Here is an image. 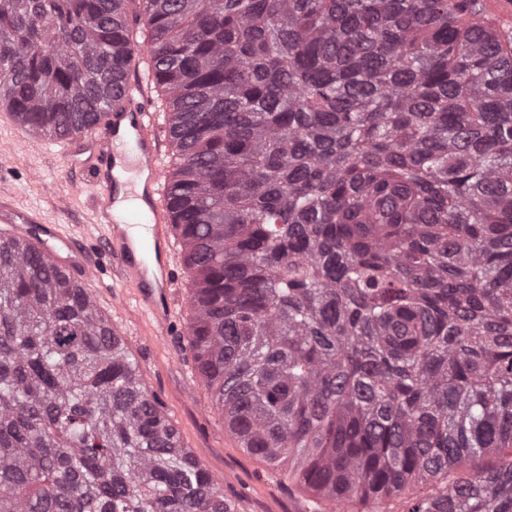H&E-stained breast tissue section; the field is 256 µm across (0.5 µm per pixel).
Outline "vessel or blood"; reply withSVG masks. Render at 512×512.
I'll return each instance as SVG.
<instances>
[{
    "label": "vessel or blood",
    "instance_id": "b4317fda",
    "mask_svg": "<svg viewBox=\"0 0 512 512\" xmlns=\"http://www.w3.org/2000/svg\"><path fill=\"white\" fill-rule=\"evenodd\" d=\"M145 82L141 75L119 83L122 110L110 113L99 127L70 137L65 149L71 164L90 173L88 190L98 207L93 225L83 237L102 246L104 261L88 263L85 250L77 247L74 237L46 223L41 211L17 204L14 194L7 191L0 193V223L11 225L14 236L48 253L66 275L99 284L107 264H114L121 278L136 290L137 314L168 328L172 325L168 300L177 285V272L170 260L174 210L161 187L165 179L162 139ZM115 146L124 148L132 169L144 177L134 204L119 215L111 206L120 183L99 164ZM136 226L146 227L147 235L132 236Z\"/></svg>",
    "mask_w": 512,
    "mask_h": 512
}]
</instances>
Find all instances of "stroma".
I'll use <instances>...</instances> for the list:
<instances>
[{"label":"stroma","instance_id":"1","mask_svg":"<svg viewBox=\"0 0 512 512\" xmlns=\"http://www.w3.org/2000/svg\"><path fill=\"white\" fill-rule=\"evenodd\" d=\"M0 164L12 170L6 189L22 203L40 207L50 223L75 229L90 223L91 200L83 175L60 155L20 148L9 131L0 129ZM178 275L172 301L178 331L171 335L152 320L132 316L133 290L120 277L105 280L91 294L99 311L122 331L142 385L162 402L183 446L223 486L237 512H306L308 493L289 484L281 469L246 453L212 410L213 393L185 347L191 294L186 270Z\"/></svg>","mask_w":512,"mask_h":512}]
</instances>
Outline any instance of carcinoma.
I'll list each match as a JSON object with an SVG mask.
<instances>
[{"mask_svg":"<svg viewBox=\"0 0 512 512\" xmlns=\"http://www.w3.org/2000/svg\"><path fill=\"white\" fill-rule=\"evenodd\" d=\"M484 0H0L35 138L148 44L186 348L311 512H512V31ZM0 512H235L90 293L0 244Z\"/></svg>","mask_w":512,"mask_h":512,"instance_id":"1","label":"carcinoma"}]
</instances>
